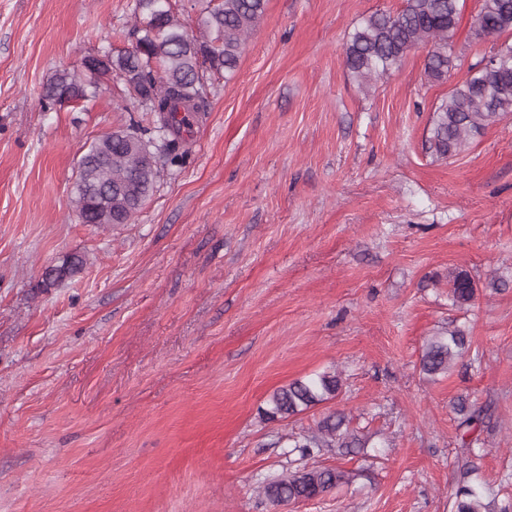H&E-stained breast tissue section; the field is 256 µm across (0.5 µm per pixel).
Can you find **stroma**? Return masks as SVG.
Listing matches in <instances>:
<instances>
[{"instance_id":"1","label":"stroma","mask_w":512,"mask_h":512,"mask_svg":"<svg viewBox=\"0 0 512 512\" xmlns=\"http://www.w3.org/2000/svg\"><path fill=\"white\" fill-rule=\"evenodd\" d=\"M134 5L0 0V512H448L461 396L491 409L473 462L512 504V115L457 157L424 149L491 47L480 0H459L445 79L419 47L367 89L347 38L404 0H266L182 164H160L132 223L85 224L80 157L152 116L106 84L90 106L42 99L56 71L131 48ZM69 253L82 269L42 287ZM455 269L478 285L461 309ZM457 325L469 354L425 376L426 341ZM333 370L336 399L265 419L276 390ZM332 411L368 441L315 459L349 484L268 501L301 464L289 436Z\"/></svg>"}]
</instances>
